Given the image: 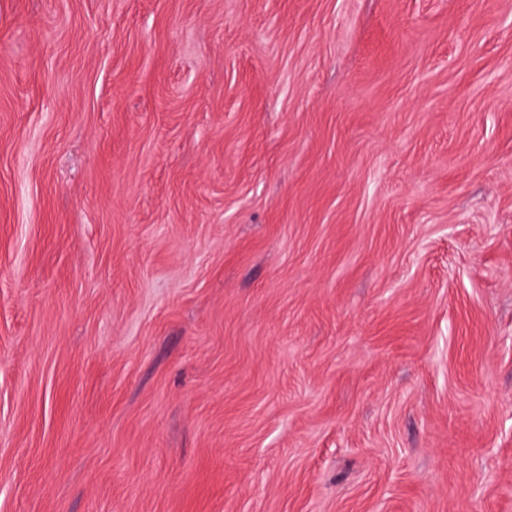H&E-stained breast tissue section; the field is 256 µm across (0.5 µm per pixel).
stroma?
<instances>
[{
    "instance_id": "1",
    "label": "stroma",
    "mask_w": 512,
    "mask_h": 512,
    "mask_svg": "<svg viewBox=\"0 0 512 512\" xmlns=\"http://www.w3.org/2000/svg\"><path fill=\"white\" fill-rule=\"evenodd\" d=\"M0 512H512V0H0Z\"/></svg>"
}]
</instances>
